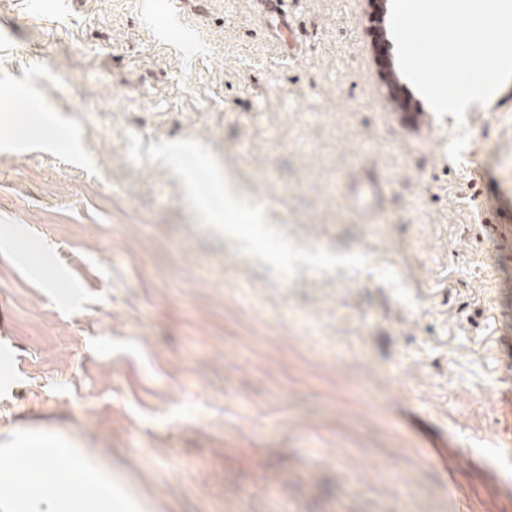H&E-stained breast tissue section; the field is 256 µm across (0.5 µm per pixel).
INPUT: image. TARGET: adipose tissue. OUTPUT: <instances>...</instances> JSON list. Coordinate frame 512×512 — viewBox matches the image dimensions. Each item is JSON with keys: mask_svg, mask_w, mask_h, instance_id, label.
Segmentation results:
<instances>
[{"mask_svg": "<svg viewBox=\"0 0 512 512\" xmlns=\"http://www.w3.org/2000/svg\"><path fill=\"white\" fill-rule=\"evenodd\" d=\"M0 512H143L94 449L27 429L0 448Z\"/></svg>", "mask_w": 512, "mask_h": 512, "instance_id": "adipose-tissue-1", "label": "adipose tissue"}]
</instances>
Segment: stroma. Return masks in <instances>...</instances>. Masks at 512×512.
I'll list each match as a JSON object with an SVG mask.
<instances>
[{"instance_id":"35a3bbf8","label":"stroma","mask_w":512,"mask_h":512,"mask_svg":"<svg viewBox=\"0 0 512 512\" xmlns=\"http://www.w3.org/2000/svg\"><path fill=\"white\" fill-rule=\"evenodd\" d=\"M52 2L0 0V441L91 444L147 512H512V251L478 234L512 201V80L420 129L370 0H299L291 60L250 0H184L181 31ZM188 149L236 189L223 223ZM369 170L383 203L352 209Z\"/></svg>"}]
</instances>
